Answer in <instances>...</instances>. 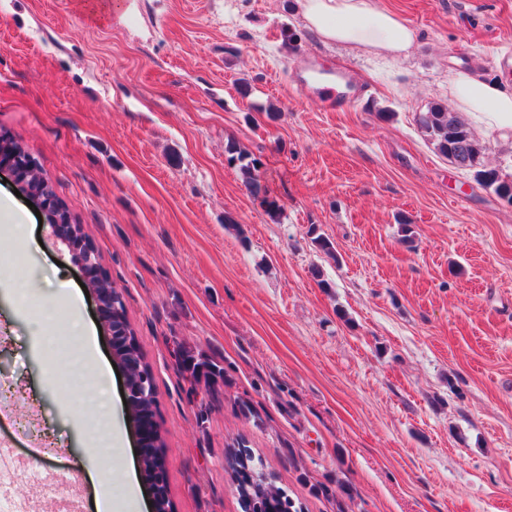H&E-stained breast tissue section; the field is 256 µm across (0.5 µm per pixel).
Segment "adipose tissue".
<instances>
[{"mask_svg": "<svg viewBox=\"0 0 512 512\" xmlns=\"http://www.w3.org/2000/svg\"><path fill=\"white\" fill-rule=\"evenodd\" d=\"M300 7L306 26L324 42L357 47L387 62L405 56L418 39L415 29L392 11L377 6L375 0H300ZM448 93L454 107L475 127L512 136L511 88L460 70L454 74ZM81 344L88 353L86 364L78 368L63 360L54 371L56 379L75 376L92 384L104 383L106 369L95 355L96 339L91 329H83Z\"/></svg>", "mask_w": 512, "mask_h": 512, "instance_id": "1", "label": "adipose tissue"}]
</instances>
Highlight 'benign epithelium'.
Instances as JSON below:
<instances>
[{
	"label": "benign epithelium",
	"instance_id": "obj_1",
	"mask_svg": "<svg viewBox=\"0 0 512 512\" xmlns=\"http://www.w3.org/2000/svg\"><path fill=\"white\" fill-rule=\"evenodd\" d=\"M4 167L12 171L27 198L47 212L53 230L76 255L89 278V286L99 303L104 325L108 331H113V323L119 319L121 313L122 298L118 290L112 288V282L102 273L99 255L85 241L80 225L72 222L71 216L64 211L53 190L46 183L39 182L32 160L23 151H11L10 158L6 160L0 152V168ZM115 340L118 347L114 349V357L125 374L127 405L138 427L141 469L152 492L151 512H172V508L166 506L162 499L168 491L165 458L160 448V432L152 410L155 385L147 376L143 360L125 351L124 345L128 344V337L117 336Z\"/></svg>",
	"mask_w": 512,
	"mask_h": 512
}]
</instances>
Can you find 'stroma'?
Returning a JSON list of instances; mask_svg holds the SVG:
<instances>
[{
	"label": "stroma",
	"instance_id": "stroma-1",
	"mask_svg": "<svg viewBox=\"0 0 512 512\" xmlns=\"http://www.w3.org/2000/svg\"><path fill=\"white\" fill-rule=\"evenodd\" d=\"M379 2L418 33L387 66L322 44L298 0H0V133L122 296L154 378L174 512H243L224 463L239 443L297 512H336L303 469L349 486L348 512H512V207L414 121L449 103L457 64L512 81L496 61L512 56V0ZM286 30L295 52L281 48ZM310 61L348 64L358 98L324 111L320 92L298 88ZM230 139L261 159L279 222L227 165ZM15 187L0 183V197L25 212V233L0 222V251L29 290L0 295V380L18 382L0 443L27 463L32 420L60 453L10 495L25 512H96L110 444L95 401L122 416L113 475L138 468L134 429L117 376L100 389L51 380L77 343L64 325L48 351L39 314L85 273ZM177 340L226 367L231 388L189 393Z\"/></svg>",
	"mask_w": 512,
	"mask_h": 512
}]
</instances>
